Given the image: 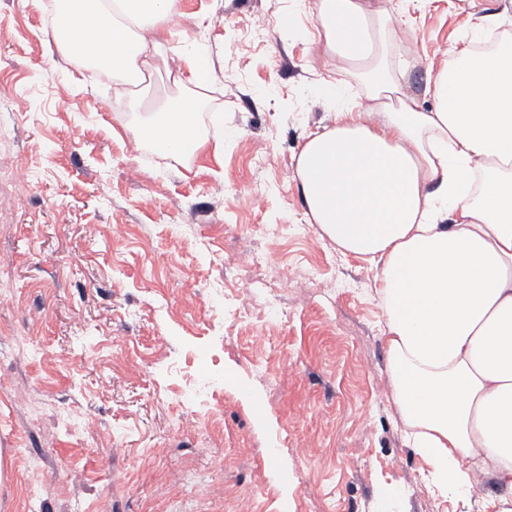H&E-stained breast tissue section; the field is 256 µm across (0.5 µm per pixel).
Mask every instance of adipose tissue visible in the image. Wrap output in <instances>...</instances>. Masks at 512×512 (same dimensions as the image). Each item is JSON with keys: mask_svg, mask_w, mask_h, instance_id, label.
Wrapping results in <instances>:
<instances>
[{"mask_svg": "<svg viewBox=\"0 0 512 512\" xmlns=\"http://www.w3.org/2000/svg\"><path fill=\"white\" fill-rule=\"evenodd\" d=\"M69 61L140 82L179 0H59ZM387 0H318L317 39L349 68L372 67L364 112L309 135L297 176L313 223L368 260L385 318L387 387L428 488L462 512H512V42L454 47L415 94L414 61L375 65ZM432 104L422 107L420 96ZM190 95L166 96L139 138L171 156L201 138ZM498 494H474L477 476Z\"/></svg>", "mask_w": 512, "mask_h": 512, "instance_id": "ef3b65f1", "label": "adipose tissue"}]
</instances>
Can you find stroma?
Segmentation results:
<instances>
[{
	"label": "stroma",
	"instance_id": "35a3bbf8",
	"mask_svg": "<svg viewBox=\"0 0 512 512\" xmlns=\"http://www.w3.org/2000/svg\"><path fill=\"white\" fill-rule=\"evenodd\" d=\"M394 2L381 27L405 30L419 95L483 19L512 16V0ZM306 3L180 0L186 26L165 32L160 57L210 53L209 81L185 88L204 144L180 157L144 144L133 181L128 144L148 113L112 111L99 71L60 66L42 0H0V291L17 298L0 308V512H231L244 492L255 512H453L375 391L388 355L374 272L322 237L299 190L307 134L363 111L368 90L336 58L314 60ZM265 151L274 166L252 168ZM18 164L29 185L16 193ZM257 184L264 208L238 209ZM234 249L276 255L303 288L272 295L264 261L223 266ZM242 289L245 317L209 302ZM270 299L283 320L263 314ZM200 353L224 386L181 403ZM192 413L202 430H178ZM301 436L316 458L295 453ZM387 486L397 501H381Z\"/></svg>",
	"mask_w": 512,
	"mask_h": 512
}]
</instances>
